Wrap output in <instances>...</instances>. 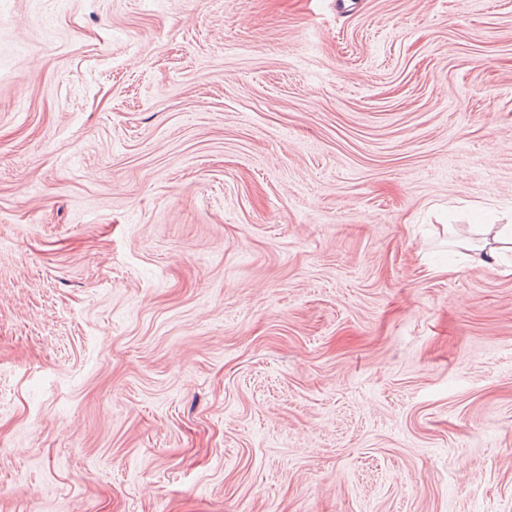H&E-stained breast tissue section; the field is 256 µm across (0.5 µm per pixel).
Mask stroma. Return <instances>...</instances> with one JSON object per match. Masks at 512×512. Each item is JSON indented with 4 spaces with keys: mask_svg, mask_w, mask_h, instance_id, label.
<instances>
[{
    "mask_svg": "<svg viewBox=\"0 0 512 512\" xmlns=\"http://www.w3.org/2000/svg\"><path fill=\"white\" fill-rule=\"evenodd\" d=\"M512 0H0V512H512ZM474 226L471 235H461L448 225V246L460 257V266L512 274V224Z\"/></svg>",
    "mask_w": 512,
    "mask_h": 512,
    "instance_id": "stroma-1",
    "label": "stroma"
}]
</instances>
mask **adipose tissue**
I'll return each mask as SVG.
<instances>
[{"instance_id":"adipose-tissue-1","label":"adipose tissue","mask_w":512,"mask_h":512,"mask_svg":"<svg viewBox=\"0 0 512 512\" xmlns=\"http://www.w3.org/2000/svg\"><path fill=\"white\" fill-rule=\"evenodd\" d=\"M448 244L461 266L512 274V224H478L468 235L452 230Z\"/></svg>"}]
</instances>
